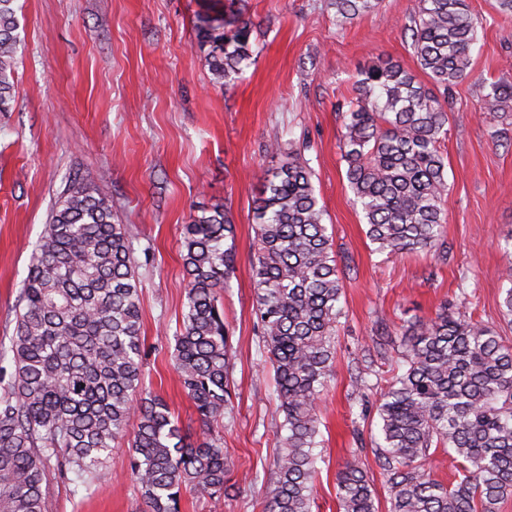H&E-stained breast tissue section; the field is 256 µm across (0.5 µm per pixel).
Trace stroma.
I'll return each instance as SVG.
<instances>
[{
    "label": "stroma",
    "instance_id": "stroma-1",
    "mask_svg": "<svg viewBox=\"0 0 512 512\" xmlns=\"http://www.w3.org/2000/svg\"><path fill=\"white\" fill-rule=\"evenodd\" d=\"M212 0H18L22 44L15 102L0 113V346L15 334L18 296L66 184L84 178L132 230L142 288L144 385L190 438L203 427L171 359L187 283L181 227L222 204L235 226L236 270L221 293L235 352L234 412L219 433L234 463L225 496L184 490L181 512H266L275 481V426L283 415L255 324L250 245L254 199L280 152L313 170L324 222L345 273L336 359L320 402L313 512H336V473L361 451L379 512L389 495L373 439L374 411L355 397V374L379 323L431 318L453 303L512 342L502 316L504 249L512 238V112L482 111L491 83L512 84V15L498 0H468L477 17L470 73L445 100L447 263L424 252H375L345 178L343 118L360 70L390 56L420 82L408 27L417 0H382L341 26L330 0H241L255 25L254 64L214 84L195 18ZM128 438L91 490L51 474L48 512H145L127 468Z\"/></svg>",
    "mask_w": 512,
    "mask_h": 512
}]
</instances>
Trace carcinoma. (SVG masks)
<instances>
[{"label": "carcinoma", "instance_id": "1", "mask_svg": "<svg viewBox=\"0 0 512 512\" xmlns=\"http://www.w3.org/2000/svg\"><path fill=\"white\" fill-rule=\"evenodd\" d=\"M16 0H0V112L13 108L21 42ZM379 0H330L345 24ZM477 18L466 0H418L408 26L426 86L399 61L361 72L343 113L345 177L378 253L425 250L448 260L440 151L448 112L441 98L470 68ZM254 24L235 0L197 14L212 80L227 84L252 59ZM488 112L512 108V84H491ZM251 246L254 310L276 385L285 432L266 512H312L320 435L319 402L335 362L343 274L324 223L312 171L296 153L263 172ZM229 211L204 210L184 225L186 311L173 359L204 431L182 435L162 398L142 388L141 283L131 229L112 222V204L74 179L58 199L21 288L8 351L14 371L0 394V512H47L50 461L90 490L130 436L129 467L147 512H180L181 492L224 496L233 467L213 426L233 415L234 356L219 305L236 263ZM371 370L394 361L376 412L391 512H500L512 495V343L492 327L443 306L371 337ZM398 357H393V354ZM453 459L443 484L425 468L432 450ZM338 512H378L356 455L336 477Z\"/></svg>", "mask_w": 512, "mask_h": 512}]
</instances>
